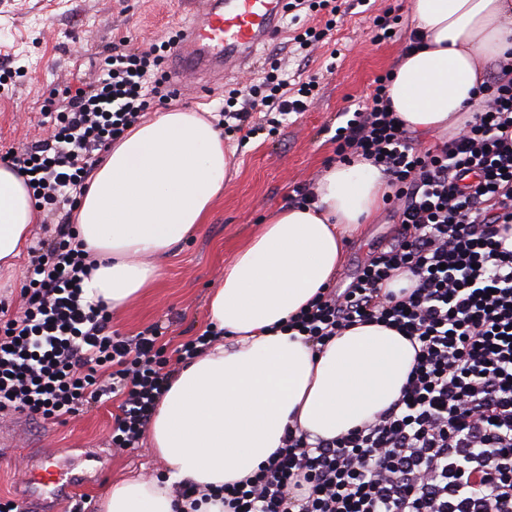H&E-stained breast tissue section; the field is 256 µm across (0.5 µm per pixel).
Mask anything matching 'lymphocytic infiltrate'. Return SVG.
Returning <instances> with one entry per match:
<instances>
[{
    "instance_id": "f902f5d3",
    "label": "lymphocytic infiltrate",
    "mask_w": 512,
    "mask_h": 512,
    "mask_svg": "<svg viewBox=\"0 0 512 512\" xmlns=\"http://www.w3.org/2000/svg\"><path fill=\"white\" fill-rule=\"evenodd\" d=\"M172 48L115 44L94 80L43 105L47 139L0 156L55 219L29 251L18 310L0 302L1 415L62 420L116 398L112 445L137 447L178 364L211 342L202 332L170 360L158 345L161 325L113 331L106 304L85 294L97 260L70 222L112 145L175 98L164 69ZM496 68L450 141L415 144L382 77L370 103L335 130L339 157H362L382 174L399 232L347 288L323 289L282 329L315 345L359 322L397 329L417 346L397 400L331 440L311 444L287 430L244 481L175 485L180 512L209 499L228 512H512V49ZM318 86L313 76L289 91L270 61L259 81L225 99L217 125L259 134L256 114L304 111ZM401 275L408 287L385 291Z\"/></svg>"
}]
</instances>
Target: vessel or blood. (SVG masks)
<instances>
[{"instance_id": "1", "label": "vessel or blood", "mask_w": 512, "mask_h": 512, "mask_svg": "<svg viewBox=\"0 0 512 512\" xmlns=\"http://www.w3.org/2000/svg\"><path fill=\"white\" fill-rule=\"evenodd\" d=\"M288 0H192L189 19L177 41L173 55L177 70L175 84L193 77L198 86H207L222 75L227 64L252 68L259 49L283 32ZM55 450H43L34 482L65 490L75 476L54 466Z\"/></svg>"}]
</instances>
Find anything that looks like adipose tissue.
Returning <instances> with one entry per match:
<instances>
[{
  "instance_id": "obj_1",
  "label": "adipose tissue",
  "mask_w": 512,
  "mask_h": 512,
  "mask_svg": "<svg viewBox=\"0 0 512 512\" xmlns=\"http://www.w3.org/2000/svg\"><path fill=\"white\" fill-rule=\"evenodd\" d=\"M423 48L401 54L386 88L407 130L460 128L477 100L483 64L512 48V0H411ZM229 160L220 129L195 112L155 113L96 166L73 214L98 267L84 288L121 311L161 277L166 256L198 232L224 193ZM387 191L358 159L332 165L312 204H286L224 266L207 301L218 336L181 365L160 397L146 443L167 466L103 494L100 512H175L172 485L222 487L254 475L287 429L333 439L395 401L415 350L396 330L357 324L322 348L276 326L339 271L344 248ZM37 221L22 176L0 165V268H12Z\"/></svg>"
}]
</instances>
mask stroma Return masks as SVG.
Masks as SVG:
<instances>
[{"mask_svg": "<svg viewBox=\"0 0 512 512\" xmlns=\"http://www.w3.org/2000/svg\"><path fill=\"white\" fill-rule=\"evenodd\" d=\"M410 2L341 0L342 20L322 43L299 50L297 27L290 26L260 50V62L280 60L289 83L320 75L313 105L280 120L273 135L243 144L225 140L235 170L224 183L223 197L195 238L162 259L155 288L113 315V330L133 336L158 323L173 348L206 329L208 296L223 280L234 251L294 189L313 185L336 162V116L346 107L370 102L376 78L392 69L413 27ZM391 9L402 17L398 39L373 42L374 17ZM181 10L182 0H0V69L5 72L0 78V154L48 137L41 108L53 88L92 78L98 58L120 40L146 46L167 39L177 31ZM251 79L248 73L229 74L206 90L186 89L177 104L212 116L229 90ZM397 230L389 209L380 208L347 243L333 287H346ZM118 405L115 399L98 403L62 423L25 415L1 421L0 438L13 451L0 457V498L21 496L44 448L57 449L60 469L79 475L88 512H98L99 497L109 485L134 473H160L164 465L147 446L113 448Z\"/></svg>", "mask_w": 512, "mask_h": 512, "instance_id": "1", "label": "stroma"}]
</instances>
